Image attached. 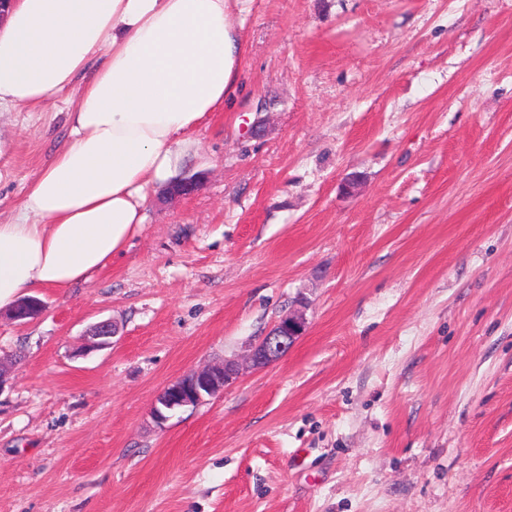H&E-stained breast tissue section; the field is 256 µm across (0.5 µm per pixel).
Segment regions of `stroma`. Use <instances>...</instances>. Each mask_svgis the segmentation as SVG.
Here are the masks:
<instances>
[{
  "label": "stroma",
  "instance_id": "stroma-1",
  "mask_svg": "<svg viewBox=\"0 0 512 512\" xmlns=\"http://www.w3.org/2000/svg\"><path fill=\"white\" fill-rule=\"evenodd\" d=\"M241 89L111 265L0 315V512H512V0H239ZM0 112V221L67 135ZM307 327L274 364L251 343ZM111 346L85 351L97 322ZM240 377L157 425L187 372ZM305 330L306 321L302 313L283 316L268 332L251 344L247 355L248 362L254 368L272 364L288 353Z\"/></svg>",
  "mask_w": 512,
  "mask_h": 512
}]
</instances>
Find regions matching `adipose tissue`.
<instances>
[{
    "label": "adipose tissue",
    "instance_id": "obj_1",
    "mask_svg": "<svg viewBox=\"0 0 512 512\" xmlns=\"http://www.w3.org/2000/svg\"><path fill=\"white\" fill-rule=\"evenodd\" d=\"M237 0H7L0 110L37 112L95 58L69 138L0 224V310L65 292L121 254L153 191L239 88Z\"/></svg>",
    "mask_w": 512,
    "mask_h": 512
}]
</instances>
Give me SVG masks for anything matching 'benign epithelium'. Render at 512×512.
I'll use <instances>...</instances> for the list:
<instances>
[{"label": "benign epithelium", "instance_id": "obj_1", "mask_svg": "<svg viewBox=\"0 0 512 512\" xmlns=\"http://www.w3.org/2000/svg\"><path fill=\"white\" fill-rule=\"evenodd\" d=\"M200 182V175L194 174L181 182V186L168 191V198L191 194ZM44 303L37 299H22L17 303L11 318L17 321L30 319L40 313ZM306 330V321L301 313L283 316L264 335L250 346L248 362L254 368H263L279 360L292 348ZM114 330L107 321L92 325L86 334L87 345L104 348L112 344ZM240 365L234 359H226L218 366L191 371L169 383L156 397L151 415L158 425H163L172 414L186 407H197L224 391L236 381Z\"/></svg>", "mask_w": 512, "mask_h": 512}]
</instances>
